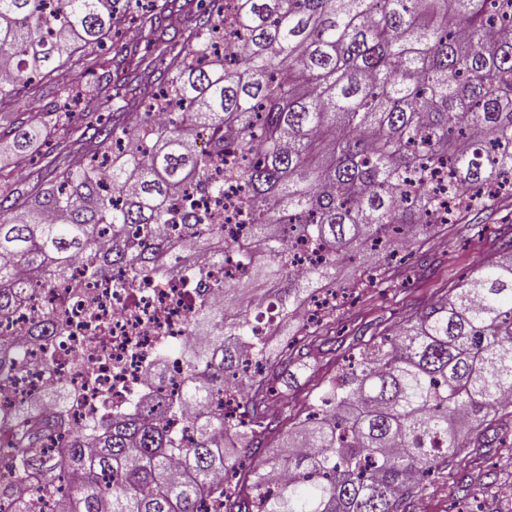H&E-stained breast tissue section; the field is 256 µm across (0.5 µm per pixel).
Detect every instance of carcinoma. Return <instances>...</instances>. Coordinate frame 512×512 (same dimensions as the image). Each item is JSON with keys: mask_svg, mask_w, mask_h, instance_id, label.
I'll list each match as a JSON object with an SVG mask.
<instances>
[{"mask_svg": "<svg viewBox=\"0 0 512 512\" xmlns=\"http://www.w3.org/2000/svg\"><path fill=\"white\" fill-rule=\"evenodd\" d=\"M0 0V104L37 93L36 74L63 92L57 122L81 113L64 60L98 47L130 0ZM225 0H209L206 18L164 74L146 69L112 80L93 95L120 98L122 111L93 130L94 152L66 163L45 191L19 208L0 193V321L24 299L65 279L80 264L89 279L126 270L162 279L167 228L224 259V225L209 211L177 205L187 189L218 196L243 185L239 221L248 239L238 260L243 280L211 283L224 301L201 307L191 329L209 337L183 353L180 387L163 390L165 352L146 389L124 410H104L86 431L47 454L26 423L65 402L51 390L0 411V467L34 490L0 485L7 512H43L42 496L67 470L76 483L55 512H409L415 491L460 449L477 421L512 408V240L477 274L421 314L370 339L346 357L288 437L285 454L258 464L246 491L242 459L272 431L270 384L303 364L307 349L332 348L315 330L303 348L273 355L270 336L327 284L340 260L366 263L351 289L382 279L393 258L435 225L430 184L448 169V190L466 203L448 218L483 211L498 193L485 185L512 179V0H235L232 24L245 35L234 53L211 50ZM185 9L164 0L144 19ZM184 109L157 128L153 105L165 96ZM228 157L242 166L217 170ZM109 164L108 180L93 168ZM291 238L311 239L324 261L288 267ZM262 282L269 298L229 315L238 289ZM37 336L65 333L57 316L31 326ZM22 367L19 347L0 341V384ZM238 390V420L224 422L212 403ZM192 409V434L173 421ZM289 478L269 490L267 471Z\"/></svg>", "mask_w": 512, "mask_h": 512, "instance_id": "carcinoma-1", "label": "carcinoma"}]
</instances>
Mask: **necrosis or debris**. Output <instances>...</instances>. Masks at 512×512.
Segmentation results:
<instances>
[{"label":"necrosis or debris","instance_id":"4bbe7bcc","mask_svg":"<svg viewBox=\"0 0 512 512\" xmlns=\"http://www.w3.org/2000/svg\"><path fill=\"white\" fill-rule=\"evenodd\" d=\"M243 198V187L235 183L225 185L220 199L192 196L197 208L223 213L224 236L233 244L248 233L237 217ZM204 298L218 301L222 295L217 291L200 294L196 280L184 273L166 281H134L125 271L99 280L73 271L56 288L0 323L1 335L22 338L24 346L22 371L12 385L0 389V407L14 406L50 381H64L71 396L54 411L63 426L40 442L42 448L57 450L97 417L102 407H126L139 394L144 370L160 347L192 340L190 322ZM57 307L68 321L69 334L50 369L43 360L46 337L29 335L28 328Z\"/></svg>","mask_w":512,"mask_h":512}]
</instances>
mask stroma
<instances>
[{
  "label": "stroma",
  "mask_w": 512,
  "mask_h": 512,
  "mask_svg": "<svg viewBox=\"0 0 512 512\" xmlns=\"http://www.w3.org/2000/svg\"><path fill=\"white\" fill-rule=\"evenodd\" d=\"M126 25L136 27L134 41L114 29L101 52L109 60L127 45H134L135 62L166 67L173 56L171 48L158 42L148 27L142 26L139 13H131ZM44 94L33 107L38 121L29 145L18 152L8 140L0 141V187L11 185L20 199L38 194L51 178L61 159H79L84 119H77L71 134L63 136L53 129L52 113L58 102L50 91L51 82L38 79ZM512 237V199L490 202L478 214L459 218L456 223L442 224L424 236L411 257L394 262L385 280L368 288L349 289L350 281L360 278L359 263L343 262L336 268V285L347 288L345 300L322 323L329 334L342 337L345 345L356 348L382 330L399 323L433 303L460 280L476 274L479 262L488 260L501 240ZM307 366L294 370L281 388L288 395L277 427L268 434L266 444L277 447L283 436L303 420L319 388L335 376L343 363L339 352L313 350ZM495 428L505 434V443L497 448L474 447L473 437H466V449L450 456L448 466L432 477L418 494L415 504L422 512H461L469 506L475 512H512V499L501 490L512 484V427L496 419Z\"/></svg>",
  "instance_id": "35a3bbf8"
}]
</instances>
